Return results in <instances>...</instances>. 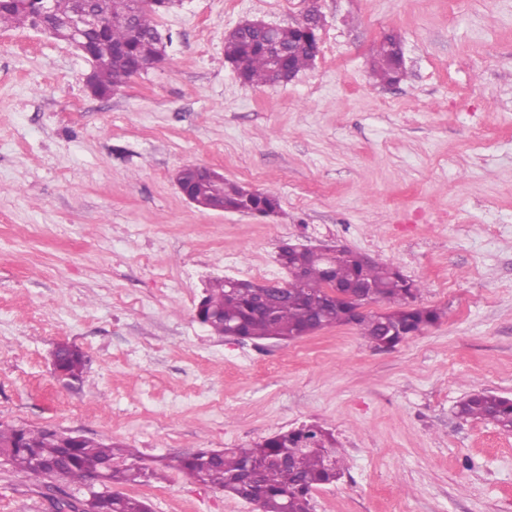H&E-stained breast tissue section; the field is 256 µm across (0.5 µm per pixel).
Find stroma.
<instances>
[{
	"label": "stroma",
	"instance_id": "1",
	"mask_svg": "<svg viewBox=\"0 0 512 512\" xmlns=\"http://www.w3.org/2000/svg\"><path fill=\"white\" fill-rule=\"evenodd\" d=\"M318 4L319 57L273 86L242 84L224 37L307 0H181L156 19L166 64L106 98L73 46L0 28V422L138 449L157 474L122 491L153 512H255L180 459L305 424L344 457L314 512H512V434L455 412L512 398V0ZM390 33L408 73L382 87L369 60ZM187 165L280 209L198 208ZM286 242L398 267L440 322L378 350L353 325L280 344L197 321L225 254L242 279ZM61 342L86 354L83 384L53 376ZM87 492L0 460V512Z\"/></svg>",
	"mask_w": 512,
	"mask_h": 512
}]
</instances>
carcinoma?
<instances>
[{"mask_svg":"<svg viewBox=\"0 0 512 512\" xmlns=\"http://www.w3.org/2000/svg\"><path fill=\"white\" fill-rule=\"evenodd\" d=\"M34 0H0V27H36L40 16ZM181 0H161V5L133 8L134 0H92L96 10L112 18V24L86 34L103 65L95 73L103 95L121 86L141 65L158 53L155 16ZM308 34L301 23L281 26L275 32L281 62L259 43L255 32L235 28L224 38V57L237 66L241 81L251 85H274L288 81L314 62L307 47ZM371 74L382 85L400 83L406 77L383 40L374 50ZM187 185L204 202L226 210L249 209L259 214L279 208L278 198L223 179L214 183L207 169L187 175ZM278 261L288 271V282L277 287L269 282L240 280L236 288L225 279L214 280L199 302L197 314L216 335L231 329L240 339L288 343L327 327L355 323L361 335L377 349H392L423 328L436 324L442 315L437 308L417 304L421 286L398 268L341 246L328 259L307 257L283 245ZM333 283L338 296L332 298L324 285ZM373 287L363 299V286ZM391 305L383 313L355 316L365 303ZM86 355L77 347L56 357V373L83 383ZM457 414L464 419L492 420L495 427L512 431V399L490 391H476L462 400ZM326 430L309 426L279 432L252 448L201 450L183 458L181 468L195 480L211 484L228 494L257 505L259 512H312L311 492L339 479L342 459L332 448ZM0 457L27 477L38 481L59 477L82 482L101 472L108 483L135 484L146 477V468L131 449L71 436L48 428L19 429L0 423ZM97 512H151L148 501L108 491L97 496Z\"/></svg>","mask_w":512,"mask_h":512,"instance_id":"obj_1","label":"carcinoma"}]
</instances>
